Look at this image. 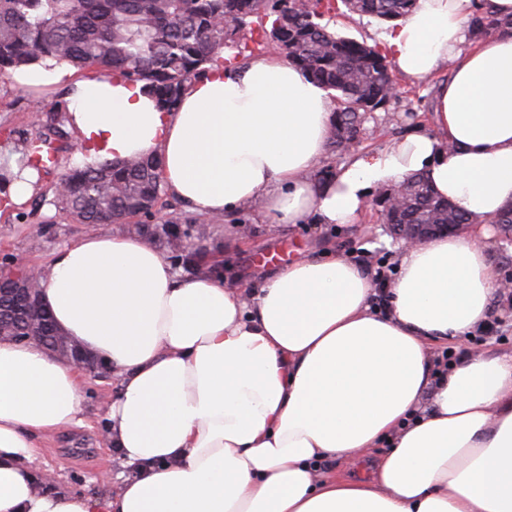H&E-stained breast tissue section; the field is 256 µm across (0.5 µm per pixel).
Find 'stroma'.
Segmentation results:
<instances>
[{"instance_id": "obj_1", "label": "stroma", "mask_w": 512, "mask_h": 512, "mask_svg": "<svg viewBox=\"0 0 512 512\" xmlns=\"http://www.w3.org/2000/svg\"><path fill=\"white\" fill-rule=\"evenodd\" d=\"M447 70L432 74L423 84L399 80L400 97L395 104L370 113L364 124L358 151H380L407 134L432 131L431 102L434 87L447 78ZM65 87L54 86L37 93L18 86L13 78H0V170L10 171L21 165L14 148V138L32 129L37 111H49L64 102ZM83 147L77 137H70L69 149L59 158L54 172L41 176L36 190L30 192L19 208L0 212V266L19 262L29 267L45 266L53 253L64 244L91 233H126L123 224H81L63 208L57 195L61 176L76 165ZM378 192H371L365 211L352 224H284L272 227L260 205L221 221L187 213L169 195L158 202L161 216L179 218L181 223L205 226L204 238H191V246L204 245L233 251L224 256V277L249 288L273 267L285 266L301 257L331 250L370 263L394 265L397 242L384 223L377 203ZM494 312L503 321L500 333L478 342L474 337L462 341H441L432 346L433 354H456L475 350L499 355L512 354V290L499 291L493 302ZM119 388L111 374L89 375L85 381V426L52 435L43 441L45 450L38 460L43 472L52 474L57 484L87 494L101 493L110 472L117 468L103 435L104 407Z\"/></svg>"}]
</instances>
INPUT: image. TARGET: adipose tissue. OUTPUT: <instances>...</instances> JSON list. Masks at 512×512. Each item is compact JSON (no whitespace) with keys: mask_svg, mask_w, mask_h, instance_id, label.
<instances>
[{"mask_svg":"<svg viewBox=\"0 0 512 512\" xmlns=\"http://www.w3.org/2000/svg\"><path fill=\"white\" fill-rule=\"evenodd\" d=\"M477 15L502 30L475 34ZM374 46L414 83L449 69L435 131L351 153L324 183L310 173L329 94L286 60L210 68L169 110L115 72H15L29 87L72 78L78 164L155 157L187 212L257 201L277 224H350L371 190L420 172L470 225L400 246L382 310L366 266L336 252L244 288L179 275L135 235L57 250L41 299L119 380L105 432L122 469L94 495L42 482V439L81 425L88 372L0 339V512H512V355L472 352L444 375L430 358L485 325L501 288L488 222L512 203V0H418ZM325 458L349 466L315 468Z\"/></svg>","mask_w":512,"mask_h":512,"instance_id":"adipose-tissue-1","label":"adipose tissue"}]
</instances>
